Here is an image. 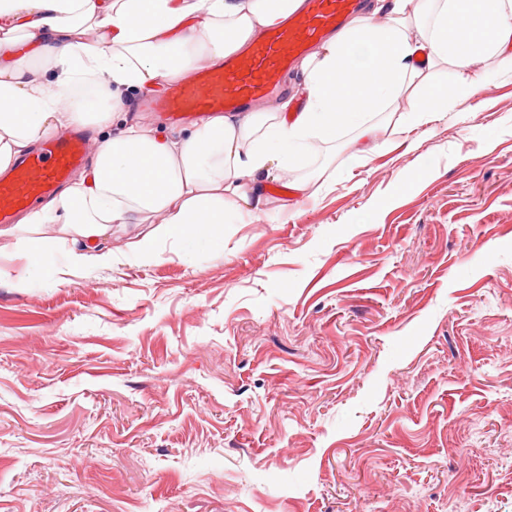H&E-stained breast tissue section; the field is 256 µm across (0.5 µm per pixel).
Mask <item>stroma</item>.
<instances>
[{"mask_svg":"<svg viewBox=\"0 0 512 512\" xmlns=\"http://www.w3.org/2000/svg\"><path fill=\"white\" fill-rule=\"evenodd\" d=\"M471 69L220 238L0 256V512H512V71ZM482 86V78L479 74L475 73L469 77L467 83H461L454 87L452 91L448 92V84H437L432 86L430 94L436 104L444 110L448 107H456L461 105L470 95L477 91Z\"/></svg>","mask_w":512,"mask_h":512,"instance_id":"obj_1","label":"stroma"}]
</instances>
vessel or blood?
<instances>
[{"mask_svg": "<svg viewBox=\"0 0 512 512\" xmlns=\"http://www.w3.org/2000/svg\"><path fill=\"white\" fill-rule=\"evenodd\" d=\"M362 10V0H305L283 26L267 30L243 53L223 64L195 72L151 103L172 119H199L205 113L249 112L253 102L270 99L274 88L311 44L338 31ZM92 143L83 130L46 141L0 175V224L53 194L72 171L86 166Z\"/></svg>", "mask_w": 512, "mask_h": 512, "instance_id": "1", "label": "vessel or blood"}]
</instances>
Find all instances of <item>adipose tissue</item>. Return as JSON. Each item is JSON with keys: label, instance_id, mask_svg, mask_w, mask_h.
I'll return each mask as SVG.
<instances>
[{"label": "adipose tissue", "instance_id": "1", "mask_svg": "<svg viewBox=\"0 0 512 512\" xmlns=\"http://www.w3.org/2000/svg\"><path fill=\"white\" fill-rule=\"evenodd\" d=\"M303 0H0V173L40 142L74 125L112 129L97 141L93 165L18 223L0 228V242L22 230L29 273L47 260L41 237L54 224L69 239L67 270L108 265L104 240L129 224L152 230L127 248L153 254L158 234L212 236L229 217L260 211L280 173L290 197L314 195L316 182L295 176L314 142L361 128L366 117L409 95L437 65L468 70L492 55L512 69V0H372L367 13L317 44L297 65V93L278 108L245 115L217 112L177 141L154 135L127 112L131 92L157 93L194 71L221 63L298 11ZM389 17L376 24L377 14ZM416 37H409V30ZM361 79L336 98L339 74ZM482 85L480 75L454 88L437 84L432 105L403 116L408 126L433 121L436 108L461 105Z\"/></svg>", "mask_w": 512, "mask_h": 512}]
</instances>
